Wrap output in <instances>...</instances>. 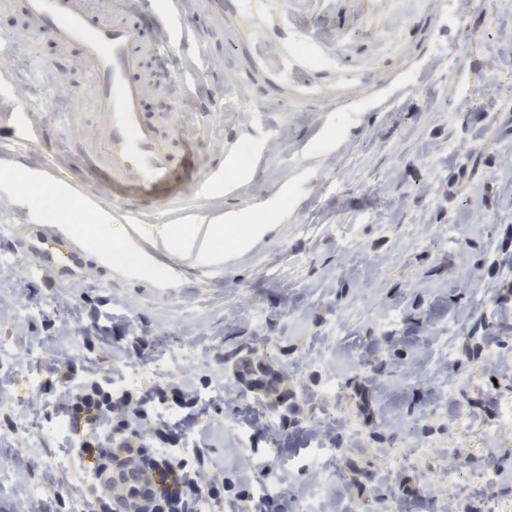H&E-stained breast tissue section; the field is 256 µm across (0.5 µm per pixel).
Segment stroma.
Returning <instances> with one entry per match:
<instances>
[{"instance_id": "1", "label": "stroma", "mask_w": 512, "mask_h": 512, "mask_svg": "<svg viewBox=\"0 0 512 512\" xmlns=\"http://www.w3.org/2000/svg\"><path fill=\"white\" fill-rule=\"evenodd\" d=\"M26 2L0 0V512H71L82 470L62 450L53 392L97 364L136 396L186 380V436L205 474L224 475L209 512H252L264 492L295 512L334 448L341 474L318 493L327 512L372 498L378 512H434L441 487L450 512H488L491 499L512 512V428L497 426L512 396L500 380L512 376V7L171 0L191 30L162 67L190 87L151 93L143 110L155 121L179 105L189 160L222 180L136 222L153 238L232 218L256 227L253 245L198 266L116 264L108 279L93 267L65 286L26 270L14 229L106 222L120 246L127 220L79 153L96 110L83 48L58 45ZM22 109L51 148L14 141ZM232 144L250 159L229 169ZM47 165L73 193L29 194ZM118 316L151 358L123 360L132 340ZM382 361L390 376L373 373ZM283 398L296 409L286 429ZM259 401L260 436L247 422ZM336 414L349 425L335 438L309 436ZM413 420L425 451L411 464L395 424Z\"/></svg>"}]
</instances>
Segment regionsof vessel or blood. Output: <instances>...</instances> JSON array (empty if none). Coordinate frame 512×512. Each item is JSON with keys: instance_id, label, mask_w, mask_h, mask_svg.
Instances as JSON below:
<instances>
[{"instance_id": "vessel-or-blood-1", "label": "vessel or blood", "mask_w": 512, "mask_h": 512, "mask_svg": "<svg viewBox=\"0 0 512 512\" xmlns=\"http://www.w3.org/2000/svg\"><path fill=\"white\" fill-rule=\"evenodd\" d=\"M28 10L48 26L56 42H77L84 48V66L97 103L96 137L85 153L94 172L109 179L113 190L135 191L142 202L176 203L184 180L176 149L184 145L186 133L174 126L165 131L159 123L146 120L141 110L144 98L150 87L164 88L167 77L156 72L150 83L142 73L148 59H162L181 45L183 17L168 13V35L153 40L146 53L131 21L135 14L132 0H115L114 20L107 25L90 22L85 0H28ZM14 139L37 144L43 133L24 113L15 123ZM16 241L33 270L58 281L79 278L87 248L65 229L45 231L28 224ZM126 247L143 263H164L163 250L147 243L137 228H130ZM96 477L117 512H145L159 485L156 471L133 457L97 472Z\"/></svg>"}]
</instances>
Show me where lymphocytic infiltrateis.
<instances>
[{
  "label": "lymphocytic infiltrate",
  "mask_w": 512,
  "mask_h": 512,
  "mask_svg": "<svg viewBox=\"0 0 512 512\" xmlns=\"http://www.w3.org/2000/svg\"><path fill=\"white\" fill-rule=\"evenodd\" d=\"M146 402L129 392L113 397L103 383L67 387L58 394L55 410L72 429L68 453L99 467L124 452L145 453L150 443L177 444L180 421L143 415ZM158 468L162 480L151 512H202L205 503L224 492L223 477L204 479L198 464L181 453L159 462Z\"/></svg>",
  "instance_id": "lymphocytic-infiltrate-1"
}]
</instances>
